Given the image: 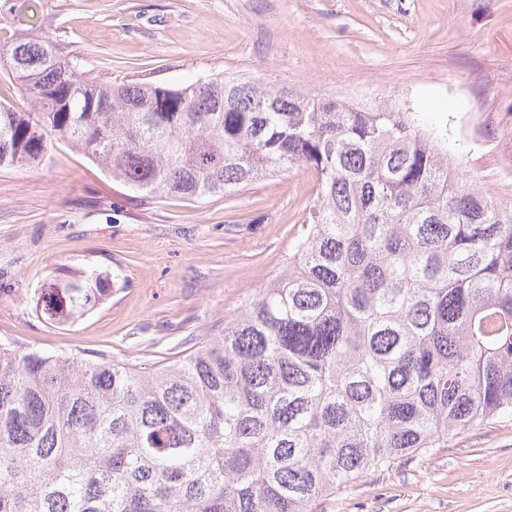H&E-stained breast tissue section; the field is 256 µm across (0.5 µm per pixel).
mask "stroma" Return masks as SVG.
Segmentation results:
<instances>
[{
    "instance_id": "35a3bbf8",
    "label": "stroma",
    "mask_w": 512,
    "mask_h": 512,
    "mask_svg": "<svg viewBox=\"0 0 512 512\" xmlns=\"http://www.w3.org/2000/svg\"><path fill=\"white\" fill-rule=\"evenodd\" d=\"M29 34L86 77L183 84L244 74L416 113L449 157L512 201V0H40ZM316 200L295 169L233 195L131 190L57 144L0 167V344L151 364L215 336L282 273ZM97 270L111 293L64 322L41 292ZM318 512H512V421L368 471Z\"/></svg>"
}]
</instances>
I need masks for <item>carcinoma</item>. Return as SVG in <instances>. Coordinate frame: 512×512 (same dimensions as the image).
I'll return each mask as SVG.
<instances>
[{
	"instance_id": "carcinoma-1",
	"label": "carcinoma",
	"mask_w": 512,
	"mask_h": 512,
	"mask_svg": "<svg viewBox=\"0 0 512 512\" xmlns=\"http://www.w3.org/2000/svg\"><path fill=\"white\" fill-rule=\"evenodd\" d=\"M36 0H3L23 22ZM0 167L53 140L132 190L200 199L295 168L317 198L288 271L152 368L0 345V512H317L371 469L512 420V205L410 112L237 75L98 82L17 28ZM52 284L75 320L109 295ZM0 103L11 106L14 110L25 111L29 109V103L10 79L0 75Z\"/></svg>"
}]
</instances>
